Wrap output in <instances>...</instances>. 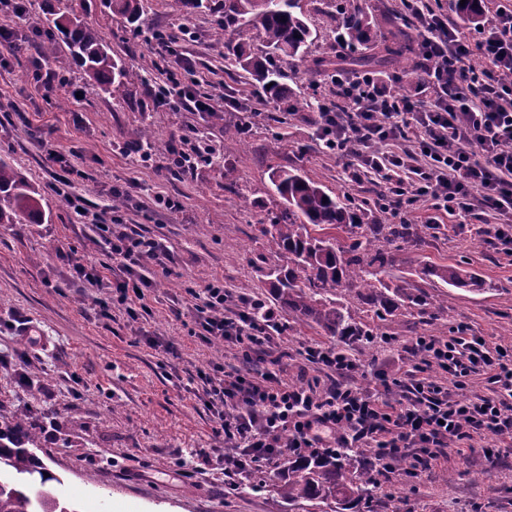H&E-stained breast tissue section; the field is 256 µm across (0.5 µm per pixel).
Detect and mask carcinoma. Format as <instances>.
<instances>
[{
	"instance_id": "cac0c4a2",
	"label": "carcinoma",
	"mask_w": 512,
	"mask_h": 512,
	"mask_svg": "<svg viewBox=\"0 0 512 512\" xmlns=\"http://www.w3.org/2000/svg\"><path fill=\"white\" fill-rule=\"evenodd\" d=\"M112 12L133 25L140 20L142 0H108ZM454 8L463 21L472 23L479 11L478 0H455ZM222 21L217 35L224 39V58L249 73L258 91L267 99L286 104V111L299 106L288 103L289 93L280 83L278 64L305 62L314 41L306 22L302 0H222ZM48 25L68 40L72 60L83 67L109 93H120L134 77L123 64L112 58L109 49L77 17L47 12ZM340 39L351 47L372 45L370 51L336 60L314 58L311 67L318 70L346 65L352 70H394L413 73L418 70L416 41L406 25L397 26L371 44L368 15L359 6L340 8ZM257 31L264 47V59L253 51L248 33ZM272 191L284 208L270 218L262 232L271 237L280 264L270 271L274 295L302 322H313L328 336H362L356 318L340 306L338 295L356 288L368 290L366 304L392 311L406 302L419 299L408 291L411 284H388L380 275L392 264L393 256L384 253L378 243H393L410 237L405 224H365L360 209L329 194L321 184L287 170H276L270 177ZM41 207L36 191L21 172L0 158V223L22 218L37 221ZM358 235L349 245L341 243L338 233ZM424 277L438 278L457 287L479 291L482 283L461 263L431 265ZM37 431L22 418L0 423V461L5 460L19 475L44 477L41 462L32 449L40 447ZM372 477L360 480L354 475L351 456L344 452L335 460L317 457L288 462L287 476L278 495L292 507L302 501L312 506L335 505L336 512L367 501L372 496ZM0 512H71L47 491L30 493L24 486L0 479Z\"/></svg>"
}]
</instances>
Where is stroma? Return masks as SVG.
Masks as SVG:
<instances>
[{
  "label": "stroma",
  "mask_w": 512,
  "mask_h": 512,
  "mask_svg": "<svg viewBox=\"0 0 512 512\" xmlns=\"http://www.w3.org/2000/svg\"><path fill=\"white\" fill-rule=\"evenodd\" d=\"M345 2L303 0L315 35L312 55L351 54L333 19ZM143 3L136 25L114 15L107 0H26L23 13H0V28L16 33L22 45L18 52L0 45V108L26 115L22 122L0 119V158L25 174L43 211L35 224L0 223V355L11 360L0 366V417L32 412L42 428L36 454L51 476L45 488L72 512H308L304 503L289 508L273 489L285 474L286 459L245 476L225 471L214 433L217 419L190 377L200 368L237 363L238 352L222 341L190 335L188 291L220 277L236 298L274 303L269 271L277 256L260 232L280 206L270 193L273 169L298 170L355 203L378 196L380 187L366 178L348 181L344 158L323 146L307 105L327 87V73L309 72L298 62L284 65L289 95L305 109L283 112L253 93L250 75L225 59L224 43L215 35L218 0H205L188 14L162 0ZM54 7L77 11L113 57L137 73L123 94L104 92L72 62L63 36L44 23L46 10ZM183 24L190 32L181 54L157 56L152 34ZM50 42L56 48L52 60L42 54ZM37 69L50 74V82L35 81ZM167 74L193 91L223 95L228 103L213 114L173 110L155 97L157 82ZM240 103L257 111L253 131L242 142L224 137L238 120ZM191 127L207 135L212 158L188 176L158 172L172 136ZM140 130L150 132V141L129 150L132 133ZM36 135L71 153L74 189L91 209L120 210L136 231L169 252L170 275L150 269L149 315L133 321L116 311L106 317L93 291L49 288V281L69 275L57 248H73L94 262L101 246L50 190L47 164L32 141ZM116 186L121 195H113ZM158 194L179 201V209L151 206ZM409 220L422 228V237L400 244L385 282L415 283L425 265L461 261L483 289L472 292L437 280L424 284L425 304L381 318L360 296H347L343 303L363 333L346 339L325 335L280 308L283 329L274 349L283 355V379L299 383L304 347L333 346L361 365L360 391L380 396L382 375L406 368L417 336H446L463 325L489 341L512 342V260L426 204L414 205ZM177 308L182 317L174 316ZM15 314L36 330L38 344H30L22 328L10 327ZM151 336L176 343L180 358L150 346ZM22 372L33 379L32 389L20 387ZM484 443L500 450L496 463L478 453L454 452L416 480L396 470L380 478L374 498L359 512H512V440L489 435Z\"/></svg>",
  "instance_id": "35a3bbf8"
}]
</instances>
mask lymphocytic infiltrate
Segmentation results:
<instances>
[{"label":"lymphocytic infiltrate","instance_id":"f902f5d3","mask_svg":"<svg viewBox=\"0 0 512 512\" xmlns=\"http://www.w3.org/2000/svg\"><path fill=\"white\" fill-rule=\"evenodd\" d=\"M400 13L418 32L424 96L396 95L380 89L371 74L347 77L336 72L329 94L317 102L321 139L337 155L352 158V177L372 174L391 199L383 206L393 219L410 205L431 209L466 226L475 212L487 220L478 236L493 238L512 256V10L486 11L475 33L458 31L431 0H400ZM49 164L52 189L80 210L105 244V259L85 264L75 252L58 250L70 270L69 283L105 288L102 312L123 311L138 319L147 311L152 277L145 260L163 264L168 254L158 240L129 230L120 211L87 209L70 190L74 166L69 155L38 140ZM212 152L198 133L172 143L165 168L187 175ZM190 335L220 340L240 352L243 367L215 366L198 371L208 407L215 409L216 437L235 452L226 462L240 474L282 456H335L349 448H368L378 475L409 463L415 477L447 458L449 449L474 448L493 434L512 439V344L487 341L466 327L454 336H420L411 346L408 369L392 378L395 399L359 392L360 366L333 347L309 346L303 355L314 373L306 384L283 380L272 357L258 366L282 330L280 322L258 320L262 299L224 308L228 290L221 279L190 289ZM484 376L488 394L468 392L473 375Z\"/></svg>","mask_w":512,"mask_h":512}]
</instances>
